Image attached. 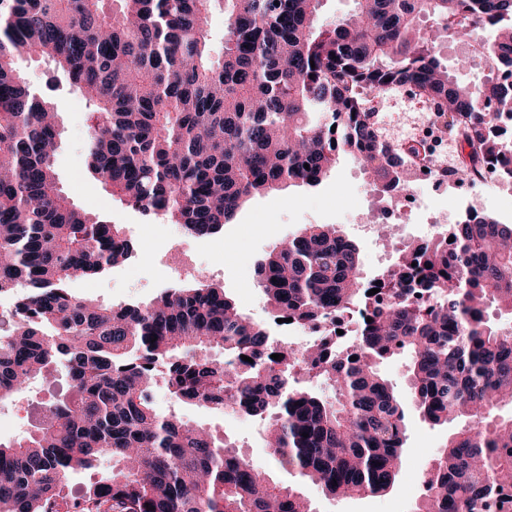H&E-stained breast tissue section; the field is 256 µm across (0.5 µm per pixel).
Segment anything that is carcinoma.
<instances>
[{
  "label": "carcinoma",
  "mask_w": 512,
  "mask_h": 512,
  "mask_svg": "<svg viewBox=\"0 0 512 512\" xmlns=\"http://www.w3.org/2000/svg\"><path fill=\"white\" fill-rule=\"evenodd\" d=\"M354 2L350 17L320 25L323 0H0V296L12 299L0 314V398L53 367L68 378L34 430L0 442V512H314L227 439L159 414L158 386L179 403L265 420L277 468L328 495L385 493L405 451L406 404L378 366L399 353L423 418L465 420L412 512L512 503V330L486 317L489 306L512 316L511 224L472 215L407 247L381 275L386 299L364 292L359 249L333 224H310L257 261L271 312L297 324L346 317L355 352H330L322 338L275 360L269 328L201 281L120 306L72 292L137 246L60 185L57 112L17 67L24 52L54 63L88 103L87 165L110 195L197 238L219 235L257 195L319 184L342 154L379 197L408 187L410 151L381 137L371 107L401 88L468 148L456 173L512 151L484 104L512 112V83L461 84L420 27L437 16L469 42L489 29L483 51L496 70L512 68V0ZM217 348L224 359L208 355ZM103 456L112 471L64 494L67 475Z\"/></svg>",
  "instance_id": "cac0c4a2"
}]
</instances>
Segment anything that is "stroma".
<instances>
[{"mask_svg":"<svg viewBox=\"0 0 512 512\" xmlns=\"http://www.w3.org/2000/svg\"><path fill=\"white\" fill-rule=\"evenodd\" d=\"M437 53L443 65L454 69L459 82L472 87L481 86L495 70L493 60L474 52L468 42L444 41L438 45ZM463 57L470 58L471 65L465 70L457 69V61ZM19 63L29 84L49 95L60 114L62 135L55 168L64 190L87 211L124 225L127 235L140 244L134 263L76 281L73 290L78 295L105 304L147 302L162 289L177 285L178 279L172 275L165 254L169 240L175 237L184 248L196 253L201 264L200 276L223 286L244 313L264 323L268 320V307L255 281V265L303 225H336L357 245L363 273L376 276L392 266L399 246L417 243L434 229L446 231L459 221L454 197L425 188L420 193V207L403 215L390 242H382L366 222L367 213L376 209L367 177L358 160L344 155L318 186H290L253 197L232 223L225 225L221 237L201 239L187 235L180 226L143 215L106 192L103 183L86 166L88 109L84 98L65 75L55 72L35 55L22 54ZM374 107L381 135L396 145L411 144L435 116L433 107L404 92L376 98ZM471 210L512 224V180L501 181L493 189L480 187ZM64 388V376L57 371L48 378L35 380L29 391L1 405L0 442H10L31 431L38 423L42 403ZM155 402L160 412L177 410L183 419L229 436L256 464L269 466L260 418L179 404L163 388L156 390ZM406 426V449L390 491L358 499L332 498L325 496L319 485L300 482L299 487L315 512H412L422 493L427 470L457 426L431 424L414 410L409 411Z\"/></svg>","mask_w":512,"mask_h":512,"instance_id":"stroma-1","label":"stroma"}]
</instances>
